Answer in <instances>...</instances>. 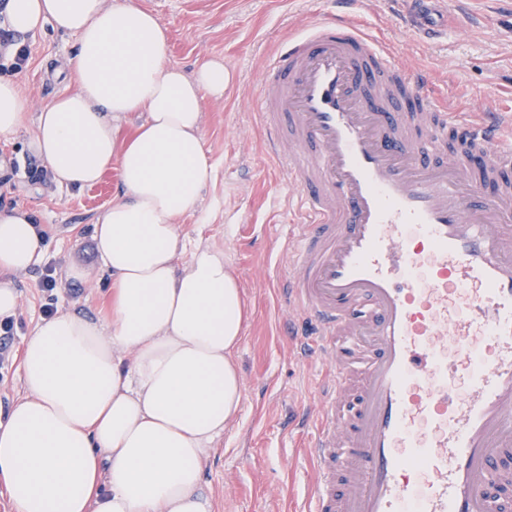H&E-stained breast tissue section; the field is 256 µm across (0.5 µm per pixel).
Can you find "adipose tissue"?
<instances>
[{
	"instance_id": "adipose-tissue-1",
	"label": "adipose tissue",
	"mask_w": 512,
	"mask_h": 512,
	"mask_svg": "<svg viewBox=\"0 0 512 512\" xmlns=\"http://www.w3.org/2000/svg\"><path fill=\"white\" fill-rule=\"evenodd\" d=\"M6 23L77 37V88L37 112L30 150L58 186L115 168L123 193L92 226L107 315L58 313L24 341V394L0 419V488L15 512H212L204 472L242 403L246 303L223 249L189 243L180 222L213 178L202 102L223 98L224 61L190 74L170 64L167 28L134 0H10ZM28 111L18 82L0 80L1 140ZM130 112L147 118L123 138ZM43 255L31 215L0 209V272Z\"/></svg>"
}]
</instances>
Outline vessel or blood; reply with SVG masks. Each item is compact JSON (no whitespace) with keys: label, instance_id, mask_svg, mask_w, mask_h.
Instances as JSON below:
<instances>
[{"label":"vessel or blood","instance_id":"obj_1","mask_svg":"<svg viewBox=\"0 0 512 512\" xmlns=\"http://www.w3.org/2000/svg\"><path fill=\"white\" fill-rule=\"evenodd\" d=\"M436 34L443 0H411ZM334 0L289 36L258 108L299 192L286 299L328 361L311 512H512V144L449 120Z\"/></svg>","mask_w":512,"mask_h":512}]
</instances>
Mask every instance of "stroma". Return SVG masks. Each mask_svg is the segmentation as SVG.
I'll return each instance as SVG.
<instances>
[{"mask_svg": "<svg viewBox=\"0 0 512 512\" xmlns=\"http://www.w3.org/2000/svg\"><path fill=\"white\" fill-rule=\"evenodd\" d=\"M169 30V63L192 72L211 55L223 56L236 79L222 100L204 99L205 147L215 163L213 182L199 211L185 216L182 232L193 243L223 248L249 307L237 364L243 400L237 422L225 430L205 470L214 512H303L312 469L305 433L289 425L290 413L320 406L322 364L301 359L288 334L291 312L279 295L289 275L291 191L267 153L256 106L260 77L281 39L328 18V0H137ZM408 0H362L356 11L363 30L388 48L397 65L426 73L430 91L454 120H479L482 112L512 113V0H445L448 29L424 40L407 20ZM30 57L12 72L31 114L10 141L0 140V206L28 209L44 234L41 265L10 280L19 292L14 336L0 365V409L23 393L24 340L45 316L58 312L94 315L108 288L92 241V225L120 192L117 171L96 185L67 190L32 178L41 162L29 149L33 115L57 96L73 91L65 66L77 38L53 28L24 36ZM64 67L61 77L48 65ZM86 271L68 277L69 261ZM57 280L54 294L40 288L46 272Z\"/></svg>", "mask_w": 512, "mask_h": 512, "instance_id": "stroma-1", "label": "stroma"}]
</instances>
